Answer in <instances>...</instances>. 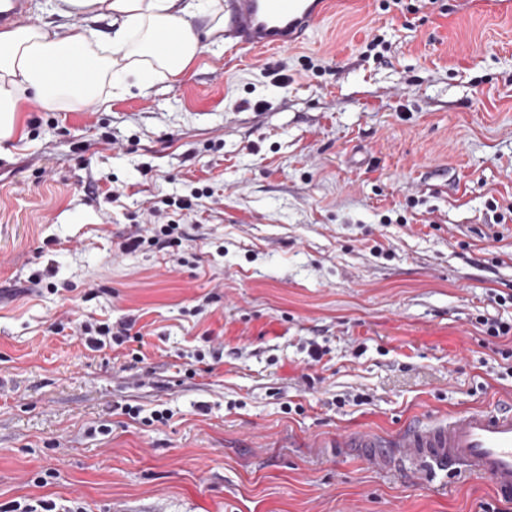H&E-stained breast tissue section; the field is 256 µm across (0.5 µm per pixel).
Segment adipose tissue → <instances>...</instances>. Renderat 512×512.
Here are the masks:
<instances>
[{
    "label": "adipose tissue",
    "instance_id": "adipose-tissue-1",
    "mask_svg": "<svg viewBox=\"0 0 512 512\" xmlns=\"http://www.w3.org/2000/svg\"><path fill=\"white\" fill-rule=\"evenodd\" d=\"M56 13L106 18L111 33L87 27L53 30L24 24L0 33V142L20 132L28 104L77 108L100 101L103 87L118 92L176 77L204 44L194 19L209 33L224 29L221 0H50Z\"/></svg>",
    "mask_w": 512,
    "mask_h": 512
}]
</instances>
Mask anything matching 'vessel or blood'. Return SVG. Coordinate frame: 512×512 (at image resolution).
Here are the masks:
<instances>
[{
  "instance_id": "vessel-or-blood-1",
  "label": "vessel or blood",
  "mask_w": 512,
  "mask_h": 512,
  "mask_svg": "<svg viewBox=\"0 0 512 512\" xmlns=\"http://www.w3.org/2000/svg\"><path fill=\"white\" fill-rule=\"evenodd\" d=\"M329 0H230L226 31L234 48H290L320 23ZM337 453L363 454L376 470L466 469L486 481L492 493L512 501V406L471 409L408 425L392 435H339Z\"/></svg>"
}]
</instances>
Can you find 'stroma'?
I'll return each instance as SVG.
<instances>
[{"instance_id": "obj_1", "label": "stroma", "mask_w": 512, "mask_h": 512, "mask_svg": "<svg viewBox=\"0 0 512 512\" xmlns=\"http://www.w3.org/2000/svg\"><path fill=\"white\" fill-rule=\"evenodd\" d=\"M332 2L297 47L216 34L178 77L30 105L0 143V512H512L470 474L323 446L512 402V339L483 327L512 323V14ZM205 187L169 214L179 262L121 250ZM93 318L133 319L143 362L85 347Z\"/></svg>"}]
</instances>
